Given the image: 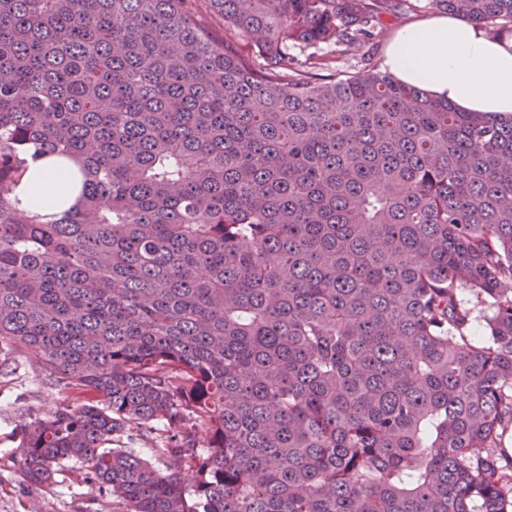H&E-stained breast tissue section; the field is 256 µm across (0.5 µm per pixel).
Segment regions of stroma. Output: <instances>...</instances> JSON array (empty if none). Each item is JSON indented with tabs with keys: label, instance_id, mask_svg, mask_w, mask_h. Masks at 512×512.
Segmentation results:
<instances>
[{
	"label": "stroma",
	"instance_id": "35a3bbf8",
	"mask_svg": "<svg viewBox=\"0 0 512 512\" xmlns=\"http://www.w3.org/2000/svg\"><path fill=\"white\" fill-rule=\"evenodd\" d=\"M424 18L406 0H398L394 9L372 21L373 36L360 47L345 51L323 45L318 52L328 58L330 71L340 74L377 67L396 32ZM77 400L76 392L48 379L30 352L0 353V512H124L117 499L89 487L71 471H61L53 482L40 486L30 484L22 472L17 436L21 418L43 416Z\"/></svg>",
	"mask_w": 512,
	"mask_h": 512
}]
</instances>
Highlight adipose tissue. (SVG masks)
<instances>
[{
    "instance_id": "ef3b65f1",
    "label": "adipose tissue",
    "mask_w": 512,
    "mask_h": 512,
    "mask_svg": "<svg viewBox=\"0 0 512 512\" xmlns=\"http://www.w3.org/2000/svg\"><path fill=\"white\" fill-rule=\"evenodd\" d=\"M381 66L399 82L420 88L464 112L512 114V39L490 36L451 15L402 27ZM70 182L67 166L31 163L10 198L19 209L55 213Z\"/></svg>"
}]
</instances>
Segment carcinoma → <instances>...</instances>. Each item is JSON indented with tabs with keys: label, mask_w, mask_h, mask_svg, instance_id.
<instances>
[{
	"label": "carcinoma",
	"mask_w": 512,
	"mask_h": 512,
	"mask_svg": "<svg viewBox=\"0 0 512 512\" xmlns=\"http://www.w3.org/2000/svg\"><path fill=\"white\" fill-rule=\"evenodd\" d=\"M194 2L0 0V344L80 396L22 418L26 479L71 461L125 512H512V116L291 53L389 0H201L222 41ZM413 9L512 32V0ZM30 156L73 167L58 218L9 199ZM153 423L167 475L122 442Z\"/></svg>",
	"instance_id": "obj_1"
}]
</instances>
